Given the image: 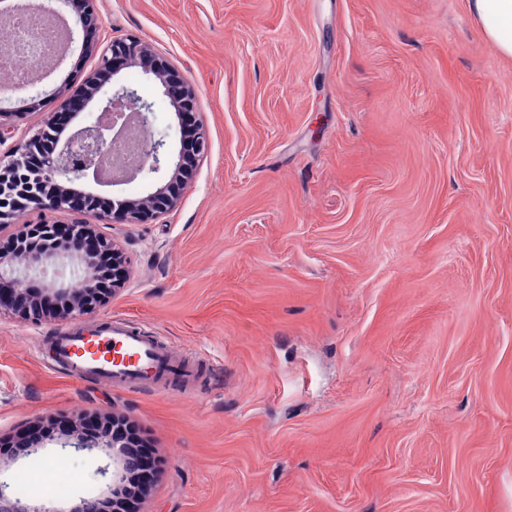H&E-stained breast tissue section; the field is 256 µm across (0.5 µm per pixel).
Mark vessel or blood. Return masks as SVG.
Returning a JSON list of instances; mask_svg holds the SVG:
<instances>
[{
	"label": "vessel or blood",
	"instance_id": "1",
	"mask_svg": "<svg viewBox=\"0 0 512 512\" xmlns=\"http://www.w3.org/2000/svg\"><path fill=\"white\" fill-rule=\"evenodd\" d=\"M53 365L81 379L93 376L119 387L164 389L176 378L184 392H192L196 369L179 362L155 337L129 324L109 321L88 333L78 328L57 331L53 341Z\"/></svg>",
	"mask_w": 512,
	"mask_h": 512
}]
</instances>
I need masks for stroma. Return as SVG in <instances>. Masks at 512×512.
<instances>
[{"instance_id":"obj_1","label":"stroma","mask_w":512,"mask_h":512,"mask_svg":"<svg viewBox=\"0 0 512 512\" xmlns=\"http://www.w3.org/2000/svg\"><path fill=\"white\" fill-rule=\"evenodd\" d=\"M194 85L210 150L152 224L100 223L131 275L90 317L0 315V482L108 498L111 437L158 461L133 512H512V57L467 0H95ZM74 47L43 89L77 93ZM151 103L122 69L103 89ZM125 321L200 363L192 393L76 380L48 336ZM66 457L59 471L55 461Z\"/></svg>"}]
</instances>
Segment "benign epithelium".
I'll return each instance as SVG.
<instances>
[{"label": "benign epithelium", "instance_id": "7a95c632", "mask_svg": "<svg viewBox=\"0 0 512 512\" xmlns=\"http://www.w3.org/2000/svg\"><path fill=\"white\" fill-rule=\"evenodd\" d=\"M19 9L40 12L59 21L66 32V44L61 52L48 63L37 64V76L14 85L12 93L28 90L47 78L67 56L73 42L72 24L83 31L99 27V17L94 0H20ZM134 64L153 75L162 85L163 94L174 109L181 138L179 149L171 150L162 138L150 134L152 106L141 101L132 113L133 123L149 132L142 140L138 158L125 166L118 175H104V152L107 143L121 140L125 127L115 128L112 117H121L123 101L137 97L129 88H121L106 97L99 107L100 118L90 124H71L62 136L57 134L60 118L68 114L73 96L58 90L60 104L56 111L43 115L40 125L25 140L22 148L0 156V230L13 223L21 213L39 211L57 214L80 212L93 215L110 224H150L162 214L173 210L180 202L185 189L192 182L199 160L208 150V140L200 124L191 131L194 150L185 148L186 129L183 115L196 110L194 86L166 58L158 55L153 47L137 36L112 41L100 53V63L81 89L86 102L93 101L123 66ZM17 110L0 107V142L14 129ZM170 169L168 180L154 191L140 198L113 200L112 208L98 212L92 205L77 206L73 203L70 188L81 186L91 179L101 186H116L139 177L158 174ZM53 223L23 224L12 237L21 242L18 250L8 253L0 250V310L7 307L23 319H36L51 315L79 319L97 311L105 301L96 297L90 288L98 276L95 259L82 245L86 234L97 237L110 245L97 232L95 224H74V236L66 244L55 241ZM81 276L86 287L73 288V280L58 273L61 267ZM119 470L115 473L113 490L122 488L126 480L140 468V459L120 445ZM0 512H48L31 508L12 499L0 484Z\"/></svg>", "mask_w": 512, "mask_h": 512}]
</instances>
